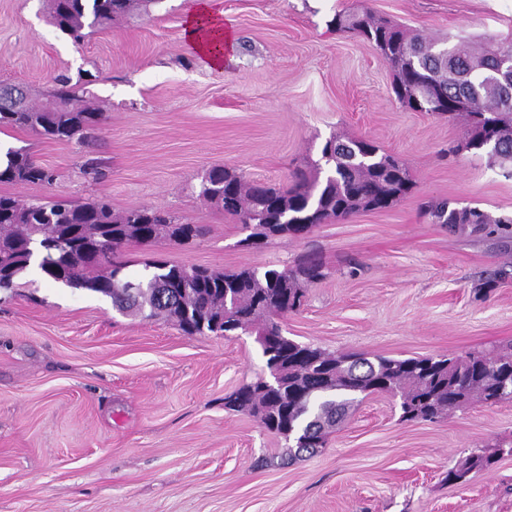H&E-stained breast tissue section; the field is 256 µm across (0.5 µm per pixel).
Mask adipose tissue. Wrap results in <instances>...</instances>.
Here are the masks:
<instances>
[{
  "label": "adipose tissue",
  "instance_id": "ef3b65f1",
  "mask_svg": "<svg viewBox=\"0 0 512 512\" xmlns=\"http://www.w3.org/2000/svg\"><path fill=\"white\" fill-rule=\"evenodd\" d=\"M182 34L193 45L205 68L223 67L224 57L233 47V38L220 16L214 13L210 0H195L184 19Z\"/></svg>",
  "mask_w": 512,
  "mask_h": 512
}]
</instances>
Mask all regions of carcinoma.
<instances>
[{"instance_id": "cac0c4a2", "label": "carcinoma", "mask_w": 512, "mask_h": 512, "mask_svg": "<svg viewBox=\"0 0 512 512\" xmlns=\"http://www.w3.org/2000/svg\"><path fill=\"white\" fill-rule=\"evenodd\" d=\"M161 0H50L52 25L83 42L90 33L135 10ZM338 30L373 44L395 73L393 92L403 105L422 112L464 117L461 147L484 152L492 162L512 165V40H474L445 46L412 36L390 19L367 12L338 13ZM104 120L100 106L87 97L84 82L54 78L47 102L10 104L0 93V130L32 131L44 138L87 144ZM0 165V183L51 185L55 171L37 163L24 148L8 149ZM373 142L327 139L312 176L290 187L249 184L222 167L206 171L198 197L255 225L265 240L300 238L320 224L357 212H382L412 192L404 163ZM425 213L451 232L477 234L489 224L512 232V216L491 217L478 207L457 208L449 200L431 201ZM204 234L200 224H181L152 208L115 213L103 200L23 202L0 193V291L20 287L18 279L32 265L53 283L108 297L120 312L145 319L166 317L188 335L226 336L241 331L264 333L261 349L267 368L280 382L263 378L224 397V406L252 417L268 432L294 443L297 451L323 448L326 437L347 418L356 396L386 393L399 398L400 419L428 421L477 401L494 406L512 399V353H469L458 357H376L331 354L283 335L275 318L295 312L304 285L322 278L311 261L295 268L220 272L201 266L152 260L146 277L126 273L118 257L129 241L181 242ZM512 445L488 454L477 449L448 469L446 481L491 467Z\"/></svg>"}]
</instances>
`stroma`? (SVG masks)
I'll list each match as a JSON object with an SVG mask.
<instances>
[{
  "instance_id": "stroma-1",
  "label": "stroma",
  "mask_w": 512,
  "mask_h": 512,
  "mask_svg": "<svg viewBox=\"0 0 512 512\" xmlns=\"http://www.w3.org/2000/svg\"><path fill=\"white\" fill-rule=\"evenodd\" d=\"M193 0H160L74 43L47 0H0V82L42 104L54 77L89 72L105 112L86 145L9 131L55 169L54 185L0 184L24 201L108 199L201 224L203 237L123 249L145 262L290 268L314 256L325 277L281 319L286 336L368 358L456 356L512 347V238L449 232L421 211L447 198L512 213V178L456 151L461 121L402 106L375 47L331 28L368 9L451 42L512 40V0H212L234 36L222 70L182 37ZM375 142L415 186L385 212L243 247L237 219L199 199L203 173L293 185L329 137ZM103 178L90 179L88 162ZM248 335L189 336L163 318L115 311L101 295L30 271L0 296V512H512V457L453 485L472 450L512 441V401L435 422H403L391 396H365L316 454L224 407L262 374Z\"/></svg>"
}]
</instances>
